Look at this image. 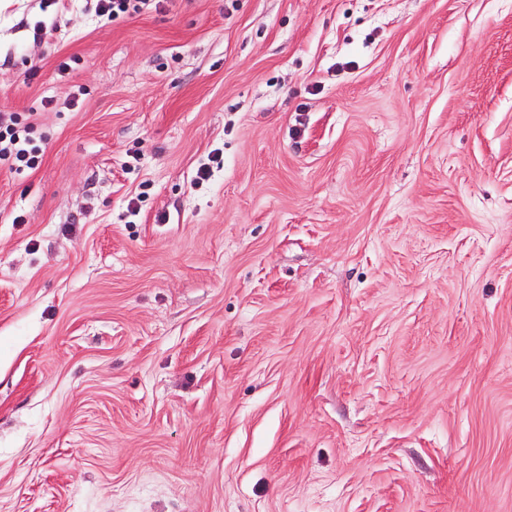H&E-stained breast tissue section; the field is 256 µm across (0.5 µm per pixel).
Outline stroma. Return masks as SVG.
Instances as JSON below:
<instances>
[{
    "mask_svg": "<svg viewBox=\"0 0 512 512\" xmlns=\"http://www.w3.org/2000/svg\"><path fill=\"white\" fill-rule=\"evenodd\" d=\"M1 112L0 512H512V0H0ZM151 0H96V12L114 22L131 13H139ZM37 124H21L15 113H0V166L10 171L36 169L43 155L35 137Z\"/></svg>",
    "mask_w": 512,
    "mask_h": 512,
    "instance_id": "35a3bbf8",
    "label": "stroma"
}]
</instances>
